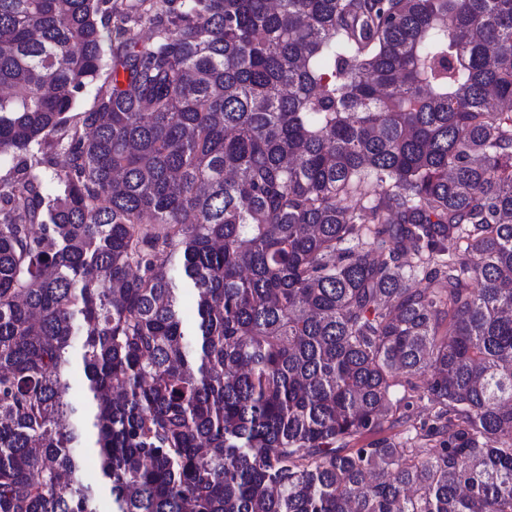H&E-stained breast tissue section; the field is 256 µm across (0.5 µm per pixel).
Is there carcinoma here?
<instances>
[{
  "instance_id": "obj_1",
  "label": "carcinoma",
  "mask_w": 512,
  "mask_h": 512,
  "mask_svg": "<svg viewBox=\"0 0 512 512\" xmlns=\"http://www.w3.org/2000/svg\"><path fill=\"white\" fill-rule=\"evenodd\" d=\"M507 100L512 0H0V512H512Z\"/></svg>"
}]
</instances>
